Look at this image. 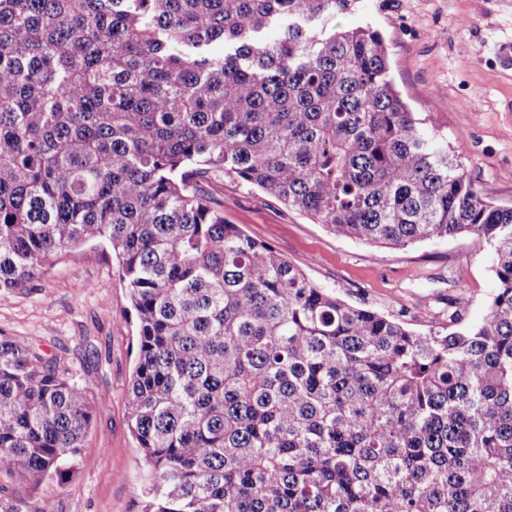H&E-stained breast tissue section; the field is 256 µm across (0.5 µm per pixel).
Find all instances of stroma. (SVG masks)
<instances>
[{"mask_svg": "<svg viewBox=\"0 0 512 512\" xmlns=\"http://www.w3.org/2000/svg\"><path fill=\"white\" fill-rule=\"evenodd\" d=\"M368 22L388 45L390 75L412 111L463 162L475 188L512 202V0H360L337 18ZM224 218L299 267L346 303L428 334L481 322L495 289L493 252L464 236L384 248L339 237L261 190L224 184ZM0 336L37 347L68 367L95 409L73 473L29 489L3 478L36 512H139L146 469L129 428L128 388L138 326L111 248L86 243L0 298Z\"/></svg>", "mask_w": 512, "mask_h": 512, "instance_id": "35a3bbf8", "label": "stroma"}]
</instances>
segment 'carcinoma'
I'll return each mask as SVG.
<instances>
[{
  "label": "carcinoma",
  "instance_id": "obj_1",
  "mask_svg": "<svg viewBox=\"0 0 512 512\" xmlns=\"http://www.w3.org/2000/svg\"><path fill=\"white\" fill-rule=\"evenodd\" d=\"M358 0H0V295L105 242L135 311L141 512H512V204L396 91ZM380 247L474 236L483 322L416 334L224 220V181ZM94 416L0 338V475ZM0 512H28L0 485Z\"/></svg>",
  "mask_w": 512,
  "mask_h": 512
}]
</instances>
